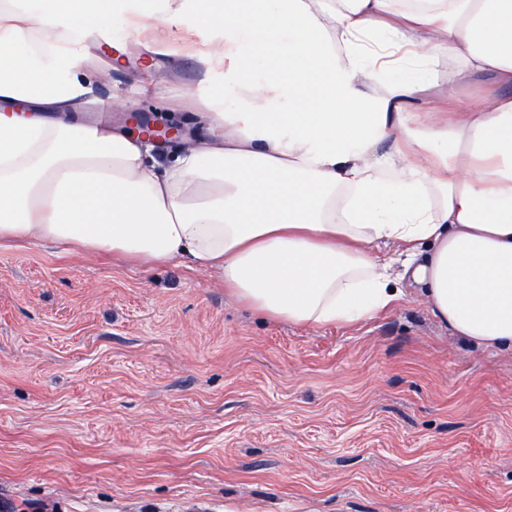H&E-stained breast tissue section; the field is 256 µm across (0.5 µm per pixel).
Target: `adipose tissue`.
<instances>
[{
    "label": "adipose tissue",
    "mask_w": 512,
    "mask_h": 512,
    "mask_svg": "<svg viewBox=\"0 0 512 512\" xmlns=\"http://www.w3.org/2000/svg\"><path fill=\"white\" fill-rule=\"evenodd\" d=\"M131 3L0 0V240L178 261L303 327L374 318L401 276L512 350V0H144L159 34H222L196 62L223 105L165 159L74 111ZM481 78V107L429 108Z\"/></svg>",
    "instance_id": "obj_1"
}]
</instances>
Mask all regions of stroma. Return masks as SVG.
Here are the masks:
<instances>
[{"label": "stroma", "instance_id": "35a3bbf8", "mask_svg": "<svg viewBox=\"0 0 512 512\" xmlns=\"http://www.w3.org/2000/svg\"><path fill=\"white\" fill-rule=\"evenodd\" d=\"M119 62L83 117L207 105L179 37ZM405 298L302 328L183 264L0 242V504L46 512H512V353Z\"/></svg>", "mask_w": 512, "mask_h": 512}]
</instances>
